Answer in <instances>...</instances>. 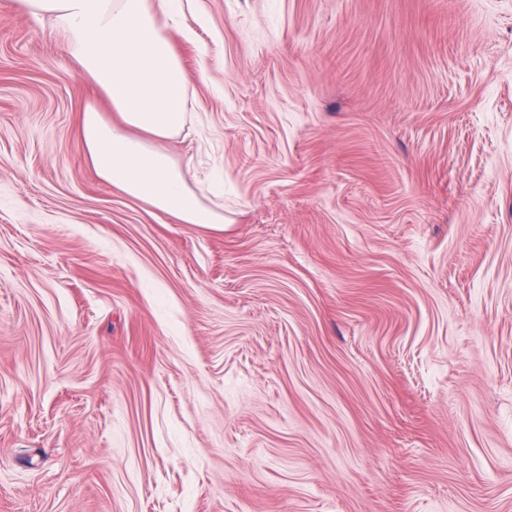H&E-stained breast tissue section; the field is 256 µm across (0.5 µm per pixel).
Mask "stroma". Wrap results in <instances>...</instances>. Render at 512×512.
I'll list each match as a JSON object with an SVG mask.
<instances>
[{"label": "stroma", "instance_id": "35a3bbf8", "mask_svg": "<svg viewBox=\"0 0 512 512\" xmlns=\"http://www.w3.org/2000/svg\"><path fill=\"white\" fill-rule=\"evenodd\" d=\"M165 147L0 0V512H512V0H184Z\"/></svg>", "mask_w": 512, "mask_h": 512}]
</instances>
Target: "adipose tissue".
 Listing matches in <instances>:
<instances>
[{"mask_svg": "<svg viewBox=\"0 0 512 512\" xmlns=\"http://www.w3.org/2000/svg\"><path fill=\"white\" fill-rule=\"evenodd\" d=\"M14 7L62 32L60 53L112 108L107 116L89 105L81 114L96 175L178 223L223 229L222 210L201 203L164 148L192 117L189 79L167 31L181 0H14Z\"/></svg>", "mask_w": 512, "mask_h": 512, "instance_id": "adipose-tissue-1", "label": "adipose tissue"}]
</instances>
